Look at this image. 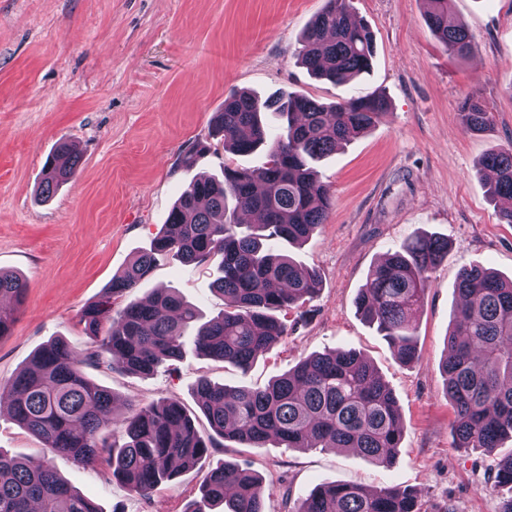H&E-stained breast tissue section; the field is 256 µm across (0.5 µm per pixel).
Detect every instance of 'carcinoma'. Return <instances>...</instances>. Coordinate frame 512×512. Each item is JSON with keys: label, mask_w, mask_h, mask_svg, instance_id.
<instances>
[{"label": "carcinoma", "mask_w": 512, "mask_h": 512, "mask_svg": "<svg viewBox=\"0 0 512 512\" xmlns=\"http://www.w3.org/2000/svg\"><path fill=\"white\" fill-rule=\"evenodd\" d=\"M426 2L427 27L448 53L460 59L473 54L475 36L450 14V0ZM300 45L299 63L334 83L369 72L376 54L368 27L352 20L351 0H328L303 31ZM388 107L382 95L331 104L305 95L261 100L249 92L224 99L211 135L221 137L224 150L237 156L265 150L266 166L251 170L226 164L223 179L191 182L149 250L113 276L102 299L82 311L89 347L76 352L53 341L9 383L12 415L40 441L43 455L64 453L78 464L105 452L112 477L142 496L174 480L218 447L220 439L251 448L269 441L284 448H357L377 464H395L403 435L396 398L371 364L351 349L309 355L263 389L200 379L194 395L211 429L207 436L175 399L114 416L112 393L84 373L86 366L107 365L150 375L182 359L189 335L198 354L243 371L250 368L287 335V326L273 313L305 315L302 308L321 287L316 270L273 253L266 241L301 245L326 223L333 199L315 163L370 131ZM264 112L287 119L280 134L267 131ZM459 116L473 132L486 131L493 121L475 93L466 96ZM208 150V142H196L182 154V167L192 168ZM80 165L72 145L58 143L43 167L41 197H51ZM479 166L489 175V198L512 199V144L488 153ZM160 256L183 263L218 260L216 290L224 296V312L202 324L197 308L166 288L112 311V301L146 279ZM447 257L448 240L414 235L372 268L356 298L360 315L376 326L404 364L418 358L414 318L424 304L430 272ZM456 290L463 304L448 333L450 354L442 363L456 413L452 445L458 451L493 454L512 438V280L473 266L459 273ZM26 291L19 276L0 270V337L11 331ZM109 428L120 435L110 446L103 437ZM494 487L512 491V453L498 459ZM275 490L257 472L229 464L210 470L202 485L204 505L227 502L229 512H264L265 497ZM416 507L417 492L410 489L334 483L317 487L289 512H417ZM35 508L102 512L48 463L33 467L0 453V512Z\"/></svg>", "instance_id": "carcinoma-1"}]
</instances>
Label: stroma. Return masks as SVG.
<instances>
[{
	"instance_id": "1",
	"label": "stroma",
	"mask_w": 512,
	"mask_h": 512,
	"mask_svg": "<svg viewBox=\"0 0 512 512\" xmlns=\"http://www.w3.org/2000/svg\"><path fill=\"white\" fill-rule=\"evenodd\" d=\"M326 0H0V269L27 293L11 332L0 337V383L9 384L44 345L76 350L90 339L82 310L104 295L114 274L148 248L188 183L225 166L256 168L264 153L217 150L193 168L179 163L206 139L215 112L234 90L261 97L303 94L323 103L385 95L388 113L317 164L334 205L326 224L298 248L278 241L322 278L305 316L281 314L288 334L242 371L187 347L183 359L150 376L108 366L88 377L111 391L120 411L176 399L208 431L194 389L212 383L265 387L304 357L337 348L361 353L392 390L404 426L396 463L384 467L354 451L212 449L196 467L149 495L114 480L105 456L88 465L54 456L57 474L103 512H192L206 473L226 462L257 471L279 488L266 512H288L317 486L355 483L420 493L419 512H497L492 458L452 446L453 407L442 361L459 304L461 268L481 265L512 278V224L500 223L478 170L492 149L512 143V0H452L454 16L478 49L459 59L430 34L423 0H352L370 28L376 56L352 81L313 79L296 61L299 35ZM478 92L494 125L469 132L457 114ZM82 157L80 172L47 199L38 194L45 161L60 140ZM448 238L447 259L430 274L415 318L419 359L401 363L356 310L369 271L404 240ZM214 264L159 259L124 295L141 301L173 288L205 317L224 308ZM40 442L0 413V452L41 460Z\"/></svg>"
}]
</instances>
